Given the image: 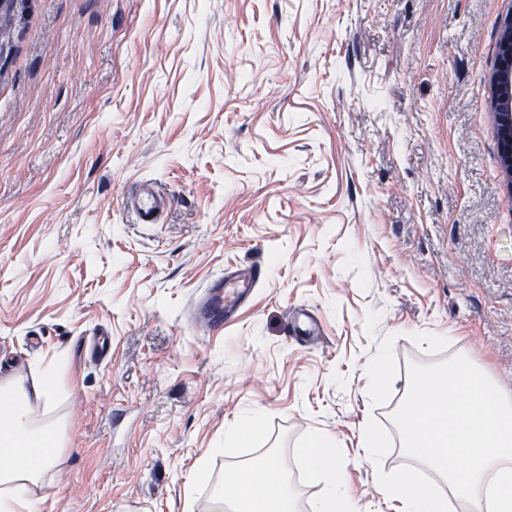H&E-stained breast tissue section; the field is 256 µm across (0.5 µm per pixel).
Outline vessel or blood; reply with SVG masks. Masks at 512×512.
<instances>
[{"label": "vessel or blood", "mask_w": 512, "mask_h": 512, "mask_svg": "<svg viewBox=\"0 0 512 512\" xmlns=\"http://www.w3.org/2000/svg\"><path fill=\"white\" fill-rule=\"evenodd\" d=\"M166 205V200L149 180H140L135 190L124 199V207L142 224H153ZM262 281L259 264L251 263L225 272L222 279L212 285L195 309V319L201 325L221 329L248 298L252 288ZM288 323L293 333L304 340H317L322 331L319 322L309 313L291 311Z\"/></svg>", "instance_id": "1"}]
</instances>
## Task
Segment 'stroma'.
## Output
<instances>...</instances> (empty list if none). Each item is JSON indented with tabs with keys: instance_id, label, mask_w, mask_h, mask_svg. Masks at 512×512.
Segmentation results:
<instances>
[{
	"instance_id": "obj_1",
	"label": "stroma",
	"mask_w": 512,
	"mask_h": 512,
	"mask_svg": "<svg viewBox=\"0 0 512 512\" xmlns=\"http://www.w3.org/2000/svg\"><path fill=\"white\" fill-rule=\"evenodd\" d=\"M511 16L512 0H0V380L55 367L57 398L31 409L66 441L37 512H225L213 485L270 458L311 512L318 433L359 512H396L390 474L447 495L389 416L412 361L464 354L512 392L492 87ZM141 179L171 201L159 223L122 207ZM257 256L268 277L235 319L196 323L208 285ZM294 308L320 341L288 336ZM98 334L110 349L88 358Z\"/></svg>"
}]
</instances>
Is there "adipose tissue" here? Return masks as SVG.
<instances>
[{
	"label": "adipose tissue",
	"mask_w": 512,
	"mask_h": 512,
	"mask_svg": "<svg viewBox=\"0 0 512 512\" xmlns=\"http://www.w3.org/2000/svg\"><path fill=\"white\" fill-rule=\"evenodd\" d=\"M56 393V380L50 371H42L32 386L16 377L0 383V405L7 407L10 425L5 441L11 456L0 464V512H35L30 486L51 470L61 442V423L56 419L34 422L29 411L31 399L51 400ZM313 441L321 453L316 470L328 482V491L320 499L315 512H358L349 495L343 469L332 451L334 443L324 434ZM381 489L401 500L403 512H447L441 497L416 488L408 477L385 481ZM216 501H230L231 512H285L287 492L277 462L268 461L261 469H244L226 474L213 488Z\"/></svg>",
	"instance_id": "1"
}]
</instances>
